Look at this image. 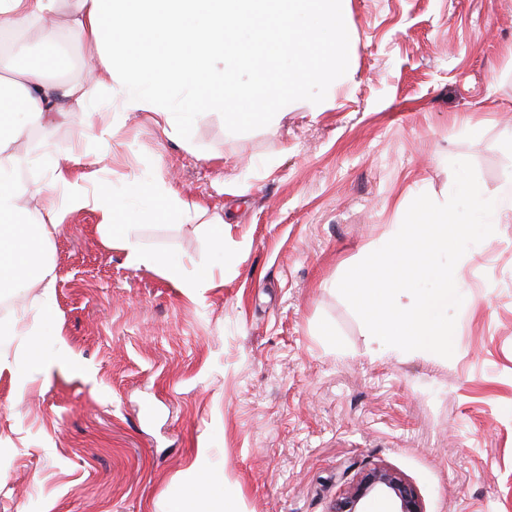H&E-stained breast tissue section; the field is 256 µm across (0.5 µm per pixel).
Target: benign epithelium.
Wrapping results in <instances>:
<instances>
[{"label":"benign epithelium","instance_id":"1","mask_svg":"<svg viewBox=\"0 0 512 512\" xmlns=\"http://www.w3.org/2000/svg\"><path fill=\"white\" fill-rule=\"evenodd\" d=\"M371 495L388 498L394 505L393 512H424L413 485L383 467L363 471L356 483L336 498L331 512H362V501Z\"/></svg>","mask_w":512,"mask_h":512}]
</instances>
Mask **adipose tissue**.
<instances>
[{
    "mask_svg": "<svg viewBox=\"0 0 512 512\" xmlns=\"http://www.w3.org/2000/svg\"><path fill=\"white\" fill-rule=\"evenodd\" d=\"M59 0H0V31L27 28L35 19L53 13ZM70 24L100 66L80 81L49 80V72L65 68L53 56L0 77V222L9 224L0 235V295L12 294L20 283L43 280L37 239L51 232L41 224L32 232L18 221L12 172L14 144L28 127L45 125L49 116L64 117L84 107L97 88L125 87L122 106L127 112H151L159 122L172 124L170 93L186 92L182 109L191 119L208 109L259 104L276 111L308 83L329 81L325 63L343 66L348 53L344 38L345 0H70ZM315 24H303L304 16ZM295 42L303 59L296 73L280 76L271 61L285 56V41ZM248 82H240L239 68ZM25 115L24 124L13 113ZM48 208H55V191L66 194L76 208L100 212L102 227L126 253L129 266L161 265L160 256L142 251L117 218L111 196L89 194L80 178L58 169L46 184ZM191 481L169 512H194L193 506L210 481L208 449H198L188 467Z\"/></svg>",
    "mask_w": 512,
    "mask_h": 512,
    "instance_id": "adipose-tissue-1",
    "label": "adipose tissue"
}]
</instances>
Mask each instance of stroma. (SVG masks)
Instances as JSON below:
<instances>
[{
    "mask_svg": "<svg viewBox=\"0 0 512 512\" xmlns=\"http://www.w3.org/2000/svg\"><path fill=\"white\" fill-rule=\"evenodd\" d=\"M346 10L347 72L322 111L296 98L236 124L214 109L174 138L99 89L48 146L17 142L37 182L26 221L54 169L86 174L142 250L210 286L131 268L97 211L60 212L41 245L51 311L24 283L12 318L33 333L0 342V512H168L202 447L215 480L199 512H329L374 466L425 512H512V200L455 268L451 358L373 341L337 290L415 197L448 199L451 161L492 197L512 180V0ZM103 121L107 149L89 133ZM159 175L202 220L136 191Z\"/></svg>",
    "mask_w": 512,
    "mask_h": 512,
    "instance_id": "1",
    "label": "stroma"
}]
</instances>
